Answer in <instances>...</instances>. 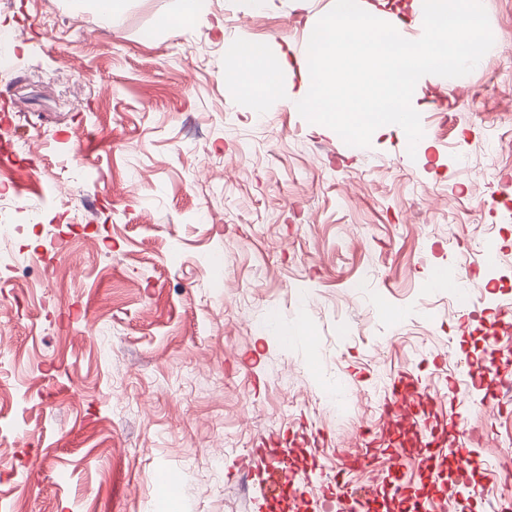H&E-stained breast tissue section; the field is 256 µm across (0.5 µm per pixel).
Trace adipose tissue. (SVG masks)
<instances>
[{
  "instance_id": "adipose-tissue-1",
  "label": "adipose tissue",
  "mask_w": 512,
  "mask_h": 512,
  "mask_svg": "<svg viewBox=\"0 0 512 512\" xmlns=\"http://www.w3.org/2000/svg\"><path fill=\"white\" fill-rule=\"evenodd\" d=\"M227 55L230 63L224 70L225 84L248 93L254 111H263L270 93L280 84L286 62L269 56L263 47L250 42L232 46Z\"/></svg>"
}]
</instances>
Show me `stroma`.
Returning <instances> with one entry per match:
<instances>
[{
  "instance_id": "1",
  "label": "stroma",
  "mask_w": 512,
  "mask_h": 512,
  "mask_svg": "<svg viewBox=\"0 0 512 512\" xmlns=\"http://www.w3.org/2000/svg\"><path fill=\"white\" fill-rule=\"evenodd\" d=\"M423 33L413 0H362ZM335 0H125L111 26L76 0H0L17 30L0 130L34 170V216L0 263V512H487L512 472V394L484 391L487 326L512 322V0H483L494 45L468 75L423 76L424 136L370 147L302 118L311 28ZM291 64L266 111L224 84L225 49ZM468 266V300L430 287ZM303 324L308 340L281 336ZM413 377L436 440L462 419L487 467L469 491L396 466L380 371ZM487 397L478 409L474 399ZM316 464L267 495L254 461ZM365 466L341 472L343 462Z\"/></svg>"
}]
</instances>
